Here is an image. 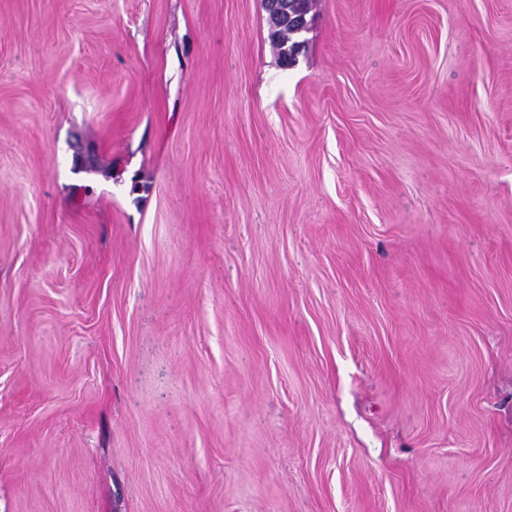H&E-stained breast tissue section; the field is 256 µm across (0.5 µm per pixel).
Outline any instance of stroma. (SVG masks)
Returning a JSON list of instances; mask_svg holds the SVG:
<instances>
[{"instance_id": "1", "label": "stroma", "mask_w": 512, "mask_h": 512, "mask_svg": "<svg viewBox=\"0 0 512 512\" xmlns=\"http://www.w3.org/2000/svg\"><path fill=\"white\" fill-rule=\"evenodd\" d=\"M0 0V512H512V0ZM272 1L263 0L264 9L268 15V23L271 30V36L275 40L276 46L279 50L280 59L289 65L288 56L293 52L294 46L296 42L288 43V30L286 28L281 29H273V25L271 22V11L270 4ZM285 1L281 7H278V17L280 21L287 25L292 34L304 35L309 29V20L307 19L308 12L305 3L301 0L294 1L288 5V0ZM304 3V4H303ZM302 4V6H299Z\"/></svg>"}]
</instances>
